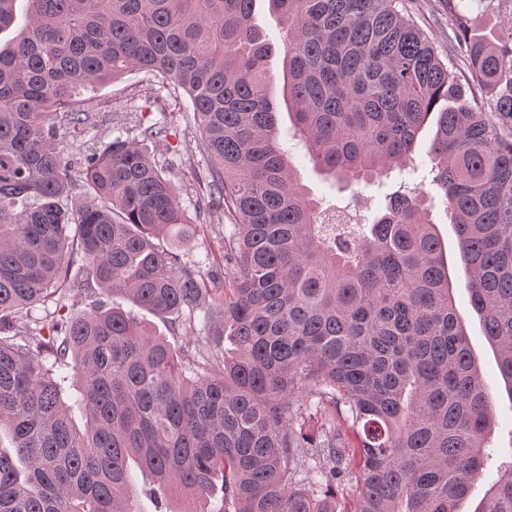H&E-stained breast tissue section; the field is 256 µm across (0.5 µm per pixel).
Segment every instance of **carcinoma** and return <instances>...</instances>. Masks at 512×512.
I'll return each mask as SVG.
<instances>
[{
    "label": "carcinoma",
    "instance_id": "carcinoma-1",
    "mask_svg": "<svg viewBox=\"0 0 512 512\" xmlns=\"http://www.w3.org/2000/svg\"><path fill=\"white\" fill-rule=\"evenodd\" d=\"M255 2L27 0L0 48V427L14 448H0V512H135L132 463L155 512H205L217 489L224 512H336L299 476L351 484L350 512H458L482 475L490 398L432 205L398 190L366 224L326 223L279 140ZM268 2L286 25L294 136L339 189L405 168L436 114L432 185L512 399V36L460 15L451 69L401 0ZM131 71L193 108L201 214L233 226L217 293L155 243L190 222L140 141L89 155L90 201L68 206L59 129L88 122L84 92ZM96 287L161 319L202 310L209 340L191 358L99 299L31 327L34 305ZM325 454L330 469L312 464ZM475 512H512V460Z\"/></svg>",
    "mask_w": 512,
    "mask_h": 512
}]
</instances>
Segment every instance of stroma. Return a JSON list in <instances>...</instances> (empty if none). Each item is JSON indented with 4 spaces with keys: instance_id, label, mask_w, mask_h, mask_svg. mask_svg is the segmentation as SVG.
<instances>
[{
    "instance_id": "obj_1",
    "label": "stroma",
    "mask_w": 512,
    "mask_h": 512,
    "mask_svg": "<svg viewBox=\"0 0 512 512\" xmlns=\"http://www.w3.org/2000/svg\"><path fill=\"white\" fill-rule=\"evenodd\" d=\"M408 8L443 56L448 53V38L453 33L455 15L459 12L468 16L470 28L481 31L489 38L512 35V0H457L453 5L448 0H410ZM283 57V51H275L267 64L278 112L279 138L291 156L301 183L315 199L336 205L350 202L351 198L356 197L360 202L368 201L376 207L384 190H395L403 182L412 186L430 183L429 151L434 129L429 126L420 134L413 154L417 173L402 175L392 172L383 189L364 183L351 192L331 188L329 181L314 169L303 145L292 137L288 106L283 98ZM89 98L93 104L90 123L80 128L65 127L59 139V148L74 171H81L86 157L116 136L135 137L143 127L155 123L166 124L169 129L167 140L150 145L149 150L158 166L171 167V177L178 187L180 203L188 217H195L196 190L205 161L198 148L199 132L187 96L175 94L172 89L163 87L161 81L133 71L98 86L90 92ZM432 218L446 247L456 307L492 396L493 424L488 433L490 458L486 475L474 482L469 497L460 504V512H475L488 488L489 476L495 474L497 466L512 451V399L504 390L496 353L487 342L480 318L470 305L467 272L459 259L454 226L441 200H434ZM230 231L231 225L226 220L214 218L201 224L190 243L178 250L180 262L192 265L208 255L221 258L224 239ZM112 302L148 324L173 347L186 353H194L198 345L207 339V326L203 318H196L194 324L187 325L177 319H160L120 296L113 297Z\"/></svg>"
}]
</instances>
